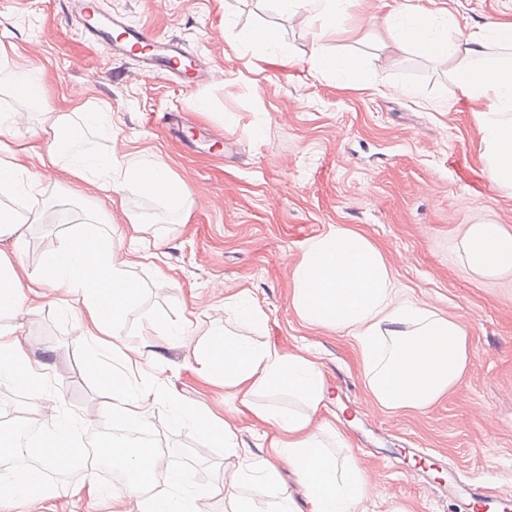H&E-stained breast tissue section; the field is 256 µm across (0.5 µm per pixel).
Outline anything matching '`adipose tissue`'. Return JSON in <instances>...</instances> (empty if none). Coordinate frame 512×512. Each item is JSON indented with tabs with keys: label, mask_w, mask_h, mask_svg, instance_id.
<instances>
[{
	"label": "adipose tissue",
	"mask_w": 512,
	"mask_h": 512,
	"mask_svg": "<svg viewBox=\"0 0 512 512\" xmlns=\"http://www.w3.org/2000/svg\"><path fill=\"white\" fill-rule=\"evenodd\" d=\"M277 8L316 28L319 36L336 32L341 17L361 10L363 0H275ZM397 44L421 51L430 60L450 63L448 77L459 92L478 106L481 133L491 182L512 187V59L489 56L491 46L512 48V22H491L469 33L458 32L454 15L445 9L422 7L418 0H393L382 19ZM238 46L263 50L284 65L295 58L283 45L277 28L243 26L233 35ZM309 69L342 81L367 82L365 59L356 53H335L315 47ZM68 168L75 179L97 178L104 190L133 183L146 195L162 200L179 214L187 209L182 183L159 160L117 163L109 155L79 153ZM40 173L28 167L21 154L0 159V239H22L28 225L42 223L45 210L32 200ZM29 203L18 210L10 195ZM459 258L471 271L486 277L512 274V234L501 225L480 221L464 230ZM136 252L123 249L111 233L71 232L64 245L45 252L34 271L19 274L16 254L0 250V317L17 316L31 296L44 289L72 294L78 319L76 340L92 358L90 371L104 372L110 398L98 416L113 423L142 429L152 426L156 407L169 409L176 424L202 431L208 446L225 448L239 456L235 426L205 404H188L155 384L145 390L125 371L104 369L105 360L119 357L132 362L139 348L122 342L110 326L119 322L136 301L139 289L129 287L128 269ZM291 302L307 324L353 336L358 360L369 392L387 411L425 410L454 387L470 361L468 338L462 326L437 311L404 299L395 285L383 252L364 232L342 225L310 241L292 274ZM192 372L214 385L234 388L238 414L255 426L272 429L271 447L288 460V467L305 489V506H298L282 484L276 466L267 465L259 478L264 495L287 502V512H357L369 495L363 475L339 472L334 457L322 450L313 427L325 405L326 384L320 367L309 358L258 344L250 337L223 330L211 332L193 348ZM45 365L30 355L28 341L0 333V384L14 390L43 387ZM261 389H286L297 393L306 409H261L252 397ZM45 442L36 468H0V499L30 498L46 493L41 474L62 471L75 453V436L66 422L54 420L51 405H42ZM105 455L124 464L135 478L116 497L119 512H203L205 500L221 499L228 512H261L255 499L240 496L237 487L245 474L236 467L231 475L204 492L184 488V479L172 475L177 494L154 491L153 478L162 465L159 448L130 450L115 443Z\"/></svg>",
	"instance_id": "adipose-tissue-1"
}]
</instances>
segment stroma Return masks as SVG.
<instances>
[{"label": "stroma", "instance_id": "35a3bbf8", "mask_svg": "<svg viewBox=\"0 0 512 512\" xmlns=\"http://www.w3.org/2000/svg\"><path fill=\"white\" fill-rule=\"evenodd\" d=\"M131 23L207 59L214 73L186 89L176 81L142 74L134 55L114 57L89 44L66 0H0V57L10 67L33 65L45 105L73 108L69 131L80 150L110 154L119 163L158 158L184 184L190 207L172 223L162 202L132 184L113 196L99 193L68 171V156L42 168L40 200L51 225L29 227L22 243L0 249L19 254L34 270L44 252L63 245L71 227L101 204L123 248L139 249L142 264L129 274L143 290L122 320V337L148 343L146 373L189 402H202L238 429L239 447L254 460L278 463L260 430L236 413L232 390L206 385L186 367L187 351L163 336L183 316L201 342L217 328L233 327L227 296L243 292L262 320L249 329L256 342L315 361L328 386L315 418L321 440L339 463L356 464L374 490L364 512H458L440 482L421 483L406 451L423 448L459 481L512 492V275L487 278L462 265L456 245L479 221L512 233V189L487 173L472 106L448 80V68L419 50L397 46L383 27L347 35L354 17L324 41L334 52L362 53L373 87L342 89L331 76L312 75L306 60L312 31L266 0H105ZM465 31L512 21V0H434ZM243 25H273L300 63L263 61L260 49L232 43ZM45 105L14 93L0 69V113L19 119L5 133L12 147L38 144L47 124ZM103 113L87 127L77 106ZM144 226L129 237V220ZM368 234L382 249L395 283L410 300L458 321L471 358L459 383L424 411H386L369 394L352 336L303 323L291 304V275L306 246L336 225ZM167 279L157 282L156 270ZM75 318L57 298L35 297L15 320L35 358H48L47 396L65 414L78 440L97 435L93 415L107 400L104 379L86 370V352L74 341ZM151 434L168 451V472L188 470L205 490L237 465L223 448L194 453L202 435L173 424L157 408ZM345 447H337V438ZM47 494L38 500H0V512H112L110 474L73 462L47 472ZM94 481L95 501L74 496V485Z\"/></svg>", "mask_w": 512, "mask_h": 512}]
</instances>
